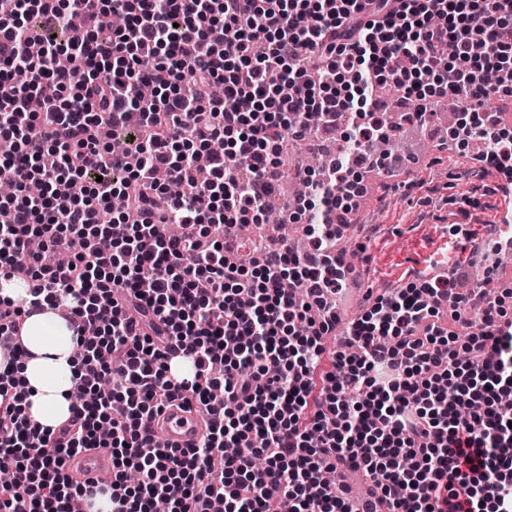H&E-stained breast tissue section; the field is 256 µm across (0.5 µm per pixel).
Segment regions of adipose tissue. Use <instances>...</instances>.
<instances>
[{
	"label": "adipose tissue",
	"instance_id": "obj_1",
	"mask_svg": "<svg viewBox=\"0 0 512 512\" xmlns=\"http://www.w3.org/2000/svg\"><path fill=\"white\" fill-rule=\"evenodd\" d=\"M23 342L29 356L17 378L27 392L25 402L43 425L55 426L74 404L71 391L79 373L74 330L47 307L28 316Z\"/></svg>",
	"mask_w": 512,
	"mask_h": 512
}]
</instances>
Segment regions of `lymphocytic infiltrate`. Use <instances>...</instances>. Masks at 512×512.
I'll use <instances>...</instances> for the list:
<instances>
[{
  "mask_svg": "<svg viewBox=\"0 0 512 512\" xmlns=\"http://www.w3.org/2000/svg\"><path fill=\"white\" fill-rule=\"evenodd\" d=\"M378 87L422 108L464 98L452 140L481 136L492 166L512 170V134L485 108L512 98V0H13L0 16V180L13 186L0 276L31 282L32 300L0 298V467L16 474L0 512H75L99 494L112 512L160 498L170 512H359L322 480L340 462L389 512H512V320L499 302L456 297L481 328L450 352L431 322L450 279L409 283L351 321L321 369L336 331L327 297L346 285L334 215L389 135ZM338 113L360 149L299 177L310 250L285 245L245 270L239 227L263 223L278 157L309 119ZM116 197L136 223L104 220ZM45 305L66 312L79 387L97 395L58 432L30 426L11 346ZM176 354L190 376L170 375ZM176 400L210 425L198 446L164 450L150 421ZM229 445L237 454L212 468ZM88 448L112 451L95 489L64 467Z\"/></svg>",
  "mask_w": 512,
  "mask_h": 512,
  "instance_id": "f902f5d3",
  "label": "lymphocytic infiltrate"
}]
</instances>
